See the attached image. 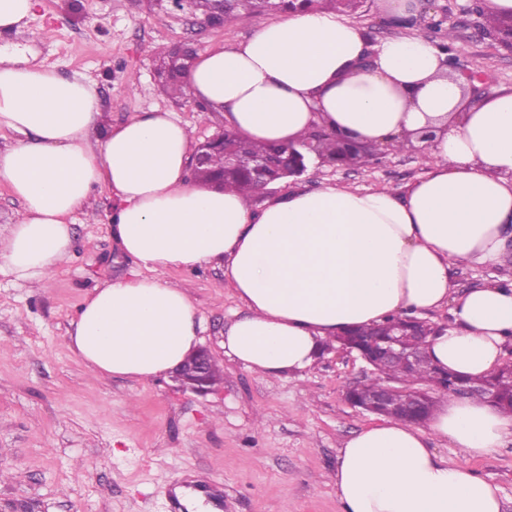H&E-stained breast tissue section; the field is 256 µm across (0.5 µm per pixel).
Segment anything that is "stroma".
Returning <instances> with one entry per match:
<instances>
[{
  "mask_svg": "<svg viewBox=\"0 0 512 512\" xmlns=\"http://www.w3.org/2000/svg\"><path fill=\"white\" fill-rule=\"evenodd\" d=\"M468 0H438L462 67L478 66L490 89L512 90V51L491 43L464 14ZM29 28H47L32 48L61 77L95 84L104 114L120 124L159 108L203 140L223 128L219 113L163 95L157 48L186 43L201 52L245 40L250 24L201 27L186 11L152 12L138 0H40ZM424 149L384 148L343 167L311 160L299 178L276 184L405 192L428 170ZM97 218L72 219L69 261L45 286L0 273V512H188L172 510L177 488L200 474L224 487L212 512H342L333 475L344 439L379 422L348 404L347 386L369 376L356 354L326 350L307 369L276 379L224 357L223 336L245 314L222 266L160 273L182 287L203 320V342L220 358L223 380L201 395L171 376L149 382L91 373L69 347V331L95 286L137 271L115 244L112 199L96 192ZM437 455L470 466L497 486L512 512V437L472 457L446 441Z\"/></svg>",
  "mask_w": 512,
  "mask_h": 512,
  "instance_id": "35a3bbf8",
  "label": "stroma"
}]
</instances>
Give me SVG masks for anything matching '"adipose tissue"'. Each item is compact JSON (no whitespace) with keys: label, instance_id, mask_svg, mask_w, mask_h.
Returning <instances> with one entry per match:
<instances>
[{"label":"adipose tissue","instance_id":"1","mask_svg":"<svg viewBox=\"0 0 512 512\" xmlns=\"http://www.w3.org/2000/svg\"><path fill=\"white\" fill-rule=\"evenodd\" d=\"M446 58L418 36L370 43L327 10L263 21L246 40L201 52L187 96L253 140L294 144L321 129L385 147L435 130L434 163L406 194L328 185L256 211L245 195L191 179L194 138L173 112L104 125L94 84L0 52V131L14 135L0 150V184L22 203L0 233V269L49 280L71 253V216L103 189L112 237L139 270L93 288L81 306L70 347L94 374L146 382L179 366L202 320L156 273L222 261L247 312L221 348L250 371L306 369L341 331L449 304L455 324L431 340L432 362L486 376L512 345V282L456 298L451 269L512 250V91L465 97ZM510 435L512 418L473 398L437 403L426 432L384 420L340 448L336 496L343 512H502L498 487L428 441L477 456Z\"/></svg>","mask_w":512,"mask_h":512}]
</instances>
